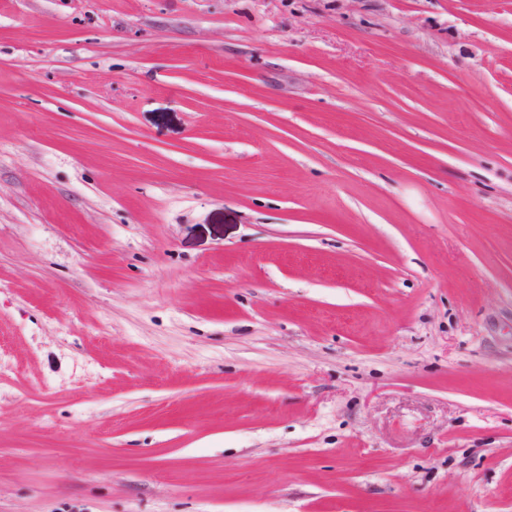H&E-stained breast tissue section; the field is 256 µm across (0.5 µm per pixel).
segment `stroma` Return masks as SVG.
Wrapping results in <instances>:
<instances>
[{
  "instance_id": "1",
  "label": "stroma",
  "mask_w": 512,
  "mask_h": 512,
  "mask_svg": "<svg viewBox=\"0 0 512 512\" xmlns=\"http://www.w3.org/2000/svg\"><path fill=\"white\" fill-rule=\"evenodd\" d=\"M0 512H512V0H0Z\"/></svg>"
}]
</instances>
